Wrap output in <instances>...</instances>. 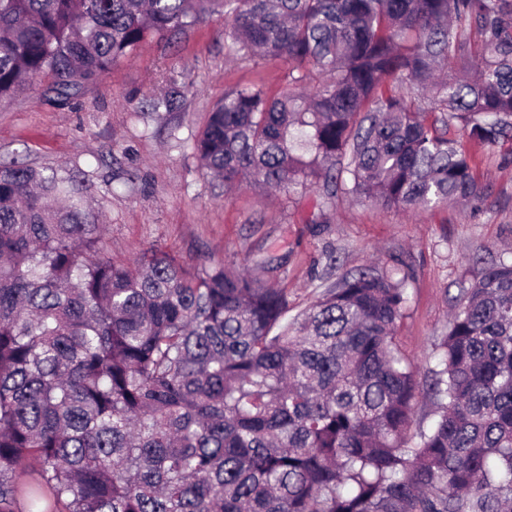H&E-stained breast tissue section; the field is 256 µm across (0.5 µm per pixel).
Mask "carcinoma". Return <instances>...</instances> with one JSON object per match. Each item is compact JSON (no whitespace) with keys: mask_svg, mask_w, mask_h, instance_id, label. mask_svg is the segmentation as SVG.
I'll return each instance as SVG.
<instances>
[{"mask_svg":"<svg viewBox=\"0 0 512 512\" xmlns=\"http://www.w3.org/2000/svg\"><path fill=\"white\" fill-rule=\"evenodd\" d=\"M213 13L227 57L312 84L208 113L193 150L225 189L484 204L449 133L512 140V0H0V100L39 78L66 102ZM87 194L0 165V512H512V263L461 289L422 379L393 276H343L290 320L288 289L222 260L112 259Z\"/></svg>","mask_w":512,"mask_h":512,"instance_id":"cac0c4a2","label":"carcinoma"}]
</instances>
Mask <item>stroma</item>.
I'll list each match as a JSON object with an SVG mask.
<instances>
[{
  "label": "stroma",
  "instance_id": "stroma-1",
  "mask_svg": "<svg viewBox=\"0 0 512 512\" xmlns=\"http://www.w3.org/2000/svg\"><path fill=\"white\" fill-rule=\"evenodd\" d=\"M224 27V16L214 14L176 38L149 42L65 104L31 82L0 101V160L62 166L86 181L112 258L128 261L161 246L188 262L221 260L287 289L295 315L363 265L398 271L407 304L396 340L419 370L433 366L463 283L491 264L512 263V141L488 150L461 128L451 131L489 188L478 213L450 204L405 214L350 196L320 210L313 193L299 188L225 192L221 181L203 175L193 151L204 118L236 86L286 89L288 65L225 57ZM181 71L191 78L183 112L161 119L138 111L139 101ZM257 253L266 266L253 265Z\"/></svg>",
  "mask_w": 512,
  "mask_h": 512
}]
</instances>
